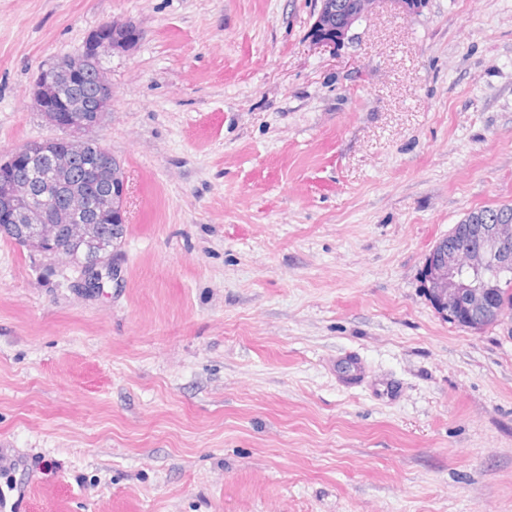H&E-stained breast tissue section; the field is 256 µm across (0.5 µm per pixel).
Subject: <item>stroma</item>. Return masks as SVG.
I'll return each instance as SVG.
<instances>
[{"instance_id": "stroma-1", "label": "stroma", "mask_w": 512, "mask_h": 512, "mask_svg": "<svg viewBox=\"0 0 512 512\" xmlns=\"http://www.w3.org/2000/svg\"><path fill=\"white\" fill-rule=\"evenodd\" d=\"M0 0V156L108 20L92 135L127 184L84 285L0 235V487L26 512H512V321L448 323L427 255L512 205V0ZM316 0L317 9L313 14V22L309 31L315 28H322L327 31L336 24L335 40L331 38L309 37L311 43L318 47L329 48L336 51V48L348 39L349 32L353 25L371 13L380 0ZM341 1V2H340ZM140 39V30L130 22L109 20L102 23L85 42L83 51L76 56H92L100 61L103 53L124 52Z\"/></svg>"}]
</instances>
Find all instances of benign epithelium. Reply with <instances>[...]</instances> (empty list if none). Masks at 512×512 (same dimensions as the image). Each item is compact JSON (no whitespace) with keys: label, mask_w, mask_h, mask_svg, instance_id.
Wrapping results in <instances>:
<instances>
[{"label":"benign epithelium","mask_w":512,"mask_h":512,"mask_svg":"<svg viewBox=\"0 0 512 512\" xmlns=\"http://www.w3.org/2000/svg\"><path fill=\"white\" fill-rule=\"evenodd\" d=\"M380 0H316L311 28H336L335 38L310 37L313 45L336 50L353 25L371 13ZM140 39V30L129 22L102 23L85 42L80 56L124 52ZM81 76L78 67L54 62L38 71L31 95L39 112L63 135L52 140L30 141L0 157V233L26 227L21 241L44 252H55L57 224H110L112 237L122 238L127 223L125 179L112 153L89 136L112 100L106 72L96 73L98 101L75 103L63 98V89ZM78 157L94 174L101 192L90 202L82 192L58 195L51 185L70 180L72 161ZM425 288L436 299L440 313L455 324L474 327L479 319L497 312L490 297L489 278L512 271V224H465L458 241L438 242L426 258Z\"/></svg>","instance_id":"obj_1"}]
</instances>
